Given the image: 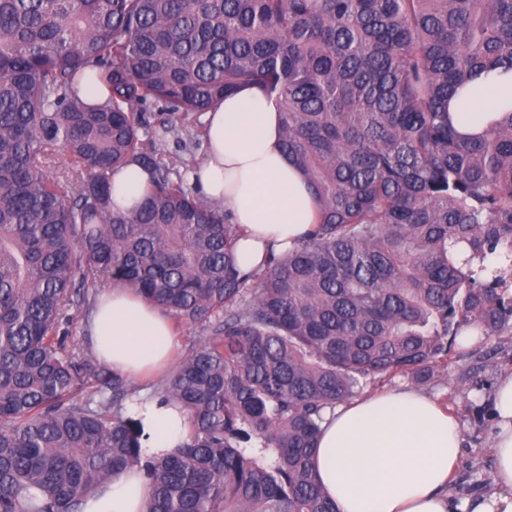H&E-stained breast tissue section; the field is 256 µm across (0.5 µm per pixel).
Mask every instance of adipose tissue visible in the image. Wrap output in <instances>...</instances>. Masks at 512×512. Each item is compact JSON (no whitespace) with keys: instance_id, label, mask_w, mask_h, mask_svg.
Masks as SVG:
<instances>
[{"instance_id":"adipose-tissue-1","label":"adipose tissue","mask_w":512,"mask_h":512,"mask_svg":"<svg viewBox=\"0 0 512 512\" xmlns=\"http://www.w3.org/2000/svg\"><path fill=\"white\" fill-rule=\"evenodd\" d=\"M512 107V71L478 76L450 105L463 134L480 133ZM207 148L193 182L222 206L245 235L238 260L253 269L267 250L282 252L312 226L317 201L309 183L286 159L281 112L258 88H243L210 108ZM151 181L128 166L112 177L117 209L130 208ZM90 333L99 358L126 376L170 363L173 337L167 314L132 290L112 287L92 312ZM496 428L491 447L490 492L456 500L448 482L459 461L462 431L432 396L408 387L355 400L326 414L312 466L336 512H512V372L502 374L491 396ZM160 455L184 438V417L172 406L148 401L131 407ZM142 471H120L80 512H148Z\"/></svg>"}]
</instances>
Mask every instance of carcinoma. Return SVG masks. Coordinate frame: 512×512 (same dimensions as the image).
Instances as JSON below:
<instances>
[{
    "instance_id": "carcinoma-1",
    "label": "carcinoma",
    "mask_w": 512,
    "mask_h": 512,
    "mask_svg": "<svg viewBox=\"0 0 512 512\" xmlns=\"http://www.w3.org/2000/svg\"><path fill=\"white\" fill-rule=\"evenodd\" d=\"M499 66L512 0H0V512H78L123 469L149 512H336L310 465L324 412L362 379L447 366L464 330L512 333L486 264L512 263V112L472 139L448 112ZM84 80L107 98L85 104ZM247 86L278 102L320 202L251 271L240 226L158 157L172 126L145 118ZM129 165L153 184L122 213ZM104 280L204 333L153 390L188 419L165 455L131 382L69 341Z\"/></svg>"
}]
</instances>
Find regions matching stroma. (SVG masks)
<instances>
[{"instance_id":"stroma-1","label":"stroma","mask_w":512,"mask_h":512,"mask_svg":"<svg viewBox=\"0 0 512 512\" xmlns=\"http://www.w3.org/2000/svg\"><path fill=\"white\" fill-rule=\"evenodd\" d=\"M203 114L190 115L176 123V130L160 145L163 161L176 171H183L185 163H199L205 146L195 143L202 133ZM512 369V335L491 338L478 337L468 348L452 344L448 353V368L420 378L397 377V384L440 395L448 409L459 420L463 442L460 464L456 471L452 493L461 500L481 494L475 483L477 477L489 476L492 460L489 447L494 432L493 408L490 396L501 373Z\"/></svg>"}]
</instances>
